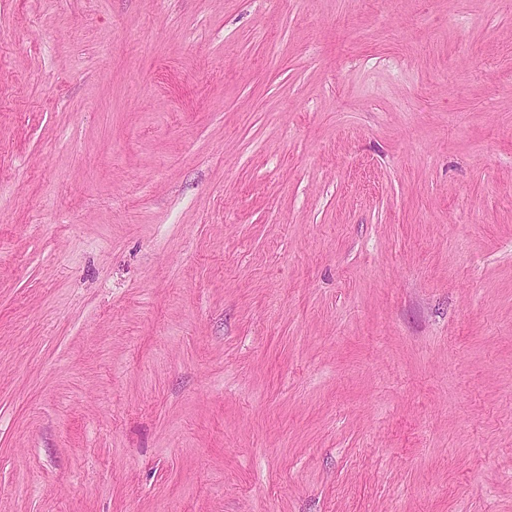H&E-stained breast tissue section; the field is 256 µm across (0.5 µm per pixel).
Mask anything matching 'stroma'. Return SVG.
<instances>
[{
  "mask_svg": "<svg viewBox=\"0 0 512 512\" xmlns=\"http://www.w3.org/2000/svg\"><path fill=\"white\" fill-rule=\"evenodd\" d=\"M0 512H512V0H0Z\"/></svg>",
  "mask_w": 512,
  "mask_h": 512,
  "instance_id": "35a3bbf8",
  "label": "stroma"
}]
</instances>
